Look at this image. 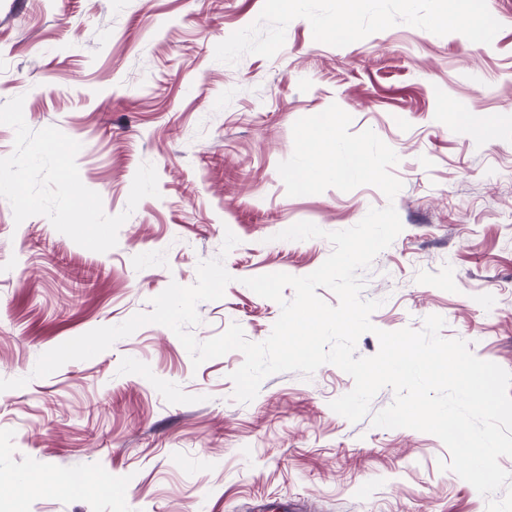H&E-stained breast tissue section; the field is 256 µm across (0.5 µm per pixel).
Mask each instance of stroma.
<instances>
[{
  "label": "stroma",
  "mask_w": 512,
  "mask_h": 512,
  "mask_svg": "<svg viewBox=\"0 0 512 512\" xmlns=\"http://www.w3.org/2000/svg\"><path fill=\"white\" fill-rule=\"evenodd\" d=\"M440 11L448 25L435 24ZM452 11L450 0H0V105L23 97L31 129L80 142L83 184L106 214H129L98 253L47 217L15 223L0 198V378L28 380L0 392V512H284L293 501L301 512H486L440 469L450 454L438 437L373 427L391 388L359 421L335 413L354 381L331 364L270 375L244 404L230 378L241 351L196 367L170 329L147 324L32 375L43 353L150 312L217 257L233 280L199 304L194 336L236 323L264 341L281 308L245 278L305 276L332 251L280 232L348 229L389 203L403 229L361 273L363 298L380 303L373 325L419 330L442 316L444 338L512 372V0ZM333 103L351 133L372 129L398 155L394 201L372 185L287 195L278 165L292 127ZM144 163L159 194L130 212ZM229 231L239 242L226 252ZM69 472L84 484L17 489Z\"/></svg>",
  "instance_id": "obj_1"
}]
</instances>
